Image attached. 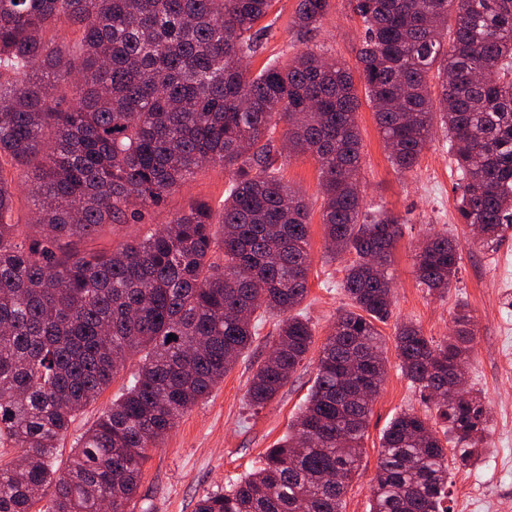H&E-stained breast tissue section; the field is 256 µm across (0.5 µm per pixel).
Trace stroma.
<instances>
[{
	"label": "stroma",
	"mask_w": 512,
	"mask_h": 512,
	"mask_svg": "<svg viewBox=\"0 0 512 512\" xmlns=\"http://www.w3.org/2000/svg\"><path fill=\"white\" fill-rule=\"evenodd\" d=\"M330 4L320 27L305 44L293 25L297 0H275L267 18L271 29L251 61V70H260L271 60L287 61L311 44L325 57L349 68L356 88H363L357 59L364 37L363 22L352 12L348 0H330ZM357 122L362 138L363 204L367 211L398 217L402 234L390 267L392 312L378 325L385 340L387 374L373 403L363 459L343 498V512H370V487L377 473L380 438L391 419L407 410H427L401 372L395 351L396 324L410 321L424 335L442 339L451 331L454 309L460 301L468 303L472 316L469 382L485 398L489 423L478 460L452 472L448 507L450 512H512V231L500 243L488 247L474 241L469 227L460 223L457 202L462 181L442 128H435L414 171L402 175L388 158L368 100H361ZM283 175L290 186L302 192L311 208L309 290L299 312L314 327V343L276 399L263 409L251 408L247 398L251 376L277 340L276 318L264 317L253 347L238 358L208 399L187 412L159 447L149 450L140 487L128 503L127 512H195L202 496L230 488L262 465L267 448L287 434L310 392L320 349L337 314L349 307L342 287L347 261L330 259L325 252L320 173L314 157H292L286 161ZM230 182L231 175L223 165H206L169 195L162 208L151 212L145 223L102 225L90 246L115 248L142 235L148 226L167 223L196 201L221 211ZM434 233L455 239L461 249L458 279L440 296L420 286L414 270L418 245ZM137 365V358L127 359L111 385L76 418L61 443L59 462H66L80 435L121 393Z\"/></svg>",
	"instance_id": "1"
}]
</instances>
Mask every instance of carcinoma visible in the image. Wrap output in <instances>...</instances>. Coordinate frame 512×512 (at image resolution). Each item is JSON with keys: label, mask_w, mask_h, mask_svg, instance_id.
Returning a JSON list of instances; mask_svg holds the SVG:
<instances>
[{"label": "carcinoma", "mask_w": 512, "mask_h": 512, "mask_svg": "<svg viewBox=\"0 0 512 512\" xmlns=\"http://www.w3.org/2000/svg\"><path fill=\"white\" fill-rule=\"evenodd\" d=\"M274 2L0 0V449L20 452L0 465V512H33L41 492L40 512H126L147 452L252 346L259 312L280 317L279 334L274 361L252 375L250 404L265 407L288 383L313 330L294 313L308 292L310 208L283 179L287 148L319 164L329 256L355 255L342 282L352 309L336 317L288 434L262 467L203 496L196 512H342L386 374L377 323L391 313L400 225L362 211L348 70L312 50L247 69L260 49L253 29ZM329 8L298 0L294 26L314 31ZM353 8L391 164L413 171L440 124L464 182L459 220L497 243L512 229V0ZM59 24L77 33L75 44L46 39ZM60 86L72 94L66 108ZM281 124L285 146L274 137ZM6 163L27 171V232L11 223ZM204 163L232 175L221 221L197 202L115 249L79 248L101 224L142 222ZM460 261L455 240L430 235L415 253L417 280L442 294ZM453 325L440 340L397 327L402 371L444 426L415 411L392 419L371 512H449L450 468L470 465L483 445L489 412L468 389L467 303ZM136 355L132 381L58 472L61 439ZM450 386L463 397L435 401Z\"/></svg>", "instance_id": "obj_1"}]
</instances>
